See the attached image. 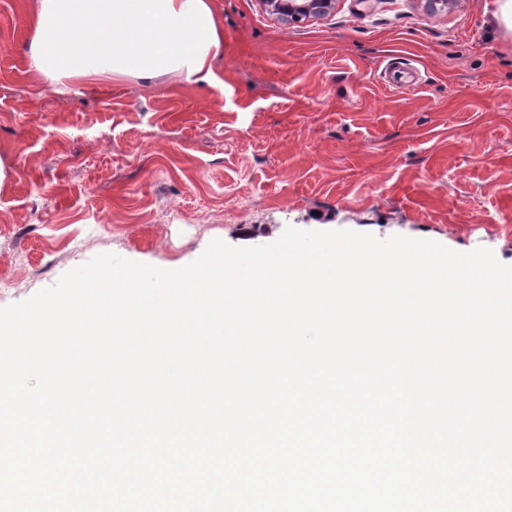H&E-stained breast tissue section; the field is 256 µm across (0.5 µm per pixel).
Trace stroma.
<instances>
[{
  "mask_svg": "<svg viewBox=\"0 0 512 512\" xmlns=\"http://www.w3.org/2000/svg\"><path fill=\"white\" fill-rule=\"evenodd\" d=\"M210 81L36 83L0 0V307L99 253L165 269L286 227L404 235L512 265V40L493 0H335L285 23L214 0ZM407 63L416 86L381 75Z\"/></svg>",
  "mask_w": 512,
  "mask_h": 512,
  "instance_id": "obj_1",
  "label": "stroma"
}]
</instances>
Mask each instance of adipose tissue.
I'll return each instance as SVG.
<instances>
[{"label":"adipose tissue","mask_w":512,"mask_h":512,"mask_svg":"<svg viewBox=\"0 0 512 512\" xmlns=\"http://www.w3.org/2000/svg\"><path fill=\"white\" fill-rule=\"evenodd\" d=\"M36 80H208L224 51L212 0H26Z\"/></svg>","instance_id":"adipose-tissue-1"}]
</instances>
